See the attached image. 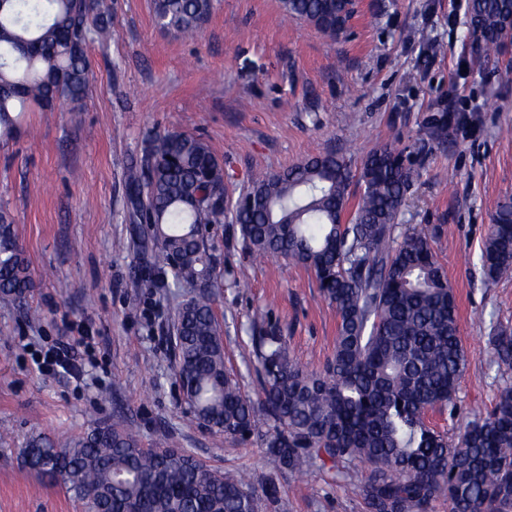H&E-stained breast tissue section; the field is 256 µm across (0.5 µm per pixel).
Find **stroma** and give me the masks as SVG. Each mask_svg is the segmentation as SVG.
<instances>
[{
	"label": "stroma",
	"instance_id": "obj_1",
	"mask_svg": "<svg viewBox=\"0 0 512 512\" xmlns=\"http://www.w3.org/2000/svg\"><path fill=\"white\" fill-rule=\"evenodd\" d=\"M119 42L93 43L85 97L34 109L0 141V208L17 226L33 286L0 305V512H85L66 489L29 470L22 450L43 435L58 447L102 421L122 420L142 447L166 444L210 468L245 473L256 494L276 482L263 512H363L352 487L314 469L271 474L257 441L207 429L181 399L170 350L182 290L140 288L160 266L146 225L130 223L124 174L149 138L201 136L224 165L229 199L253 173H273L324 151L354 164L384 145L413 171L399 230L437 229L433 248L458 305L465 365L454 413L438 429L490 409L504 384L493 349L512 332V271L487 282L481 249L498 202L512 197V46L478 56L465 0H356L344 37L330 39L283 13L280 0H218L201 37L161 31L152 0H112ZM439 42L440 53L429 50ZM479 111L478 124L429 139L447 105ZM222 284L215 310L224 364L257 395L250 326L267 315L293 359L323 367L336 311L314 275L283 260L253 259L234 224L212 226ZM77 346L82 378L47 372L46 350Z\"/></svg>",
	"mask_w": 512,
	"mask_h": 512
}]
</instances>
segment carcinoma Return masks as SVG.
Instances as JSON below:
<instances>
[{
  "label": "carcinoma",
  "mask_w": 512,
  "mask_h": 512,
  "mask_svg": "<svg viewBox=\"0 0 512 512\" xmlns=\"http://www.w3.org/2000/svg\"><path fill=\"white\" fill-rule=\"evenodd\" d=\"M215 0H153L156 26L198 39ZM285 14L340 35L345 0H281ZM512 0H471L469 27L483 57L512 40L502 27ZM120 38L108 0H3L0 3V140L13 138L23 113L82 100L89 41ZM402 152L383 147L353 173L333 152L281 173H260L232 204L224 166L201 137L169 131L127 167L128 218L152 228L163 279L194 294L175 309V375L194 416L239 441L257 437L271 469L312 467L354 484L366 512H429L444 498L452 512H512V383L485 416L454 440L434 430L428 411L452 408L464 366L455 296L432 247L436 228L395 235L412 171ZM364 192L349 206L354 177ZM233 212L242 245L310 270L336 308V340L319 371L289 355L263 314L251 325L261 391L244 395L224 365L214 312L216 266L200 226ZM481 260L488 280L512 269V197L492 216ZM32 287L10 214L0 209V302ZM494 346L512 370V336ZM267 426V431L259 427ZM27 452L39 473L73 492L88 512H260L246 476L210 469L165 445L140 446L123 422H100L58 448L46 437Z\"/></svg>",
  "instance_id": "carcinoma-1"
}]
</instances>
